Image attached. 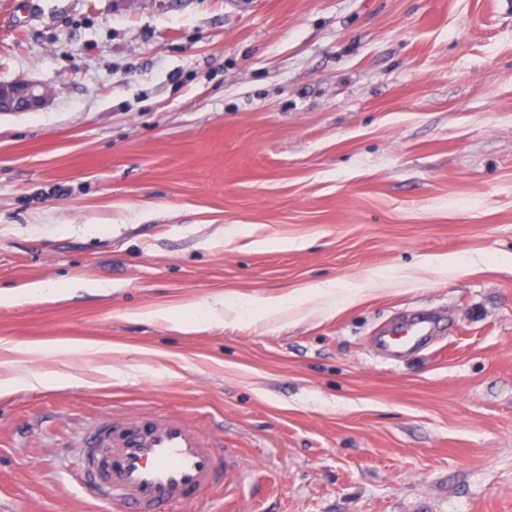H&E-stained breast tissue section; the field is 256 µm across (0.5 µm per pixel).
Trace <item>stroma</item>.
I'll return each instance as SVG.
<instances>
[{
    "label": "stroma",
    "instance_id": "35a3bbf8",
    "mask_svg": "<svg viewBox=\"0 0 512 512\" xmlns=\"http://www.w3.org/2000/svg\"><path fill=\"white\" fill-rule=\"evenodd\" d=\"M19 78L0 295L69 290L0 305V378L77 381L0 393V512H114L71 445L152 407L241 460L182 512H512V0H0ZM47 89L32 80L0 83V112H34L44 106ZM434 324L427 318H415L402 328L393 331V336H381L380 345L386 351L400 355L405 351L425 344L432 332ZM75 381L73 376L47 377L43 374L22 370L18 374L4 378L0 381V392H8L17 388H47L50 386L71 385Z\"/></svg>",
    "mask_w": 512,
    "mask_h": 512
}]
</instances>
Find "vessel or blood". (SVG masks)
Wrapping results in <instances>:
<instances>
[{
    "label": "vessel or blood",
    "mask_w": 512,
    "mask_h": 512,
    "mask_svg": "<svg viewBox=\"0 0 512 512\" xmlns=\"http://www.w3.org/2000/svg\"><path fill=\"white\" fill-rule=\"evenodd\" d=\"M433 330L432 321L415 318L380 345L399 355L425 344ZM78 462L95 501L123 512H179L239 466L222 444L162 411L103 418L80 441Z\"/></svg>",
    "instance_id": "1"
}]
</instances>
